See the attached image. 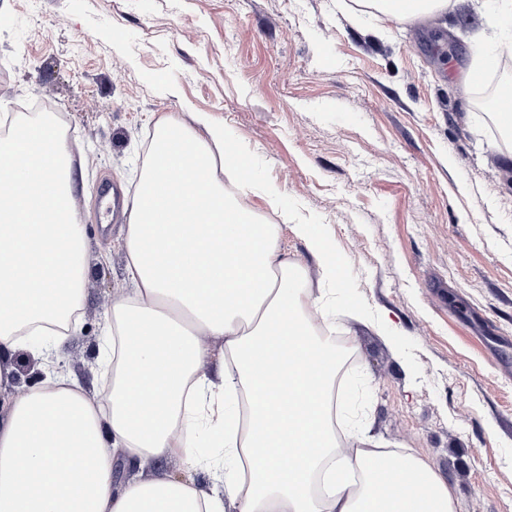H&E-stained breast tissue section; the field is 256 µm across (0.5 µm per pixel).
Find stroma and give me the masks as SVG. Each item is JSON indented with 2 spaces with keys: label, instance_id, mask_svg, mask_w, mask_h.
Listing matches in <instances>:
<instances>
[{
  "label": "stroma",
  "instance_id": "stroma-1",
  "mask_svg": "<svg viewBox=\"0 0 512 512\" xmlns=\"http://www.w3.org/2000/svg\"><path fill=\"white\" fill-rule=\"evenodd\" d=\"M495 0L415 19L361 0H0V113L52 108L82 184V326L61 366L103 390L98 345L127 292V219L158 121L208 115L256 183L227 192L279 227V256L326 284L294 227L344 264L332 304L353 361L357 429L427 463L456 512H512V132L465 84L496 37ZM360 303L357 318L348 306Z\"/></svg>",
  "mask_w": 512,
  "mask_h": 512
}]
</instances>
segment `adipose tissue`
Instances as JSON below:
<instances>
[{
    "mask_svg": "<svg viewBox=\"0 0 512 512\" xmlns=\"http://www.w3.org/2000/svg\"><path fill=\"white\" fill-rule=\"evenodd\" d=\"M0 137V512H455L447 484L418 457L341 449L336 374L346 358L318 334L306 272L278 258V227L257 222L214 175L209 140L159 122L133 199L125 248L131 290L114 300L102 353L110 402L59 366L78 328L84 227L78 179L54 120ZM323 276L344 266L315 225H296ZM231 371L212 368L210 340ZM38 384L14 391L15 356ZM182 458L211 489L164 471L113 486V460Z\"/></svg>",
    "mask_w": 512,
    "mask_h": 512,
    "instance_id": "1",
    "label": "adipose tissue"
}]
</instances>
